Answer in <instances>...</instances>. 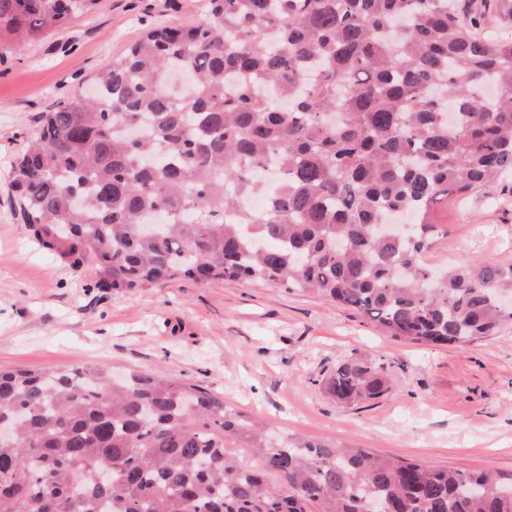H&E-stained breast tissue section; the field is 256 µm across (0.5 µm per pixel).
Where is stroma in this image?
<instances>
[{"label":"stroma","mask_w":512,"mask_h":512,"mask_svg":"<svg viewBox=\"0 0 512 512\" xmlns=\"http://www.w3.org/2000/svg\"><path fill=\"white\" fill-rule=\"evenodd\" d=\"M205 0H99L65 28L0 32V368L77 363L137 369L220 393L268 432L464 471L512 474V325L464 345L397 340L353 310L263 282L177 279L136 292L95 288L24 224L12 164L41 113L155 24L198 20ZM426 261L512 265V176L449 202ZM381 360L389 388L354 406L322 379L347 359Z\"/></svg>","instance_id":"obj_1"}]
</instances>
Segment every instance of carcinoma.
<instances>
[{
    "label": "carcinoma",
    "instance_id": "cac0c4a2",
    "mask_svg": "<svg viewBox=\"0 0 512 512\" xmlns=\"http://www.w3.org/2000/svg\"><path fill=\"white\" fill-rule=\"evenodd\" d=\"M97 3L0 0V29L34 37ZM493 11L512 19L507 0H206L99 70L97 98L42 114L13 165L24 224L93 261L100 289L264 281L396 339L494 336L512 265L423 261L438 205L512 170V35L476 32ZM405 214L414 231L378 232ZM322 384L357 405L388 375L346 360ZM0 422V512H512V476L272 439L223 395L136 370L1 369Z\"/></svg>",
    "mask_w": 512,
    "mask_h": 512
}]
</instances>
